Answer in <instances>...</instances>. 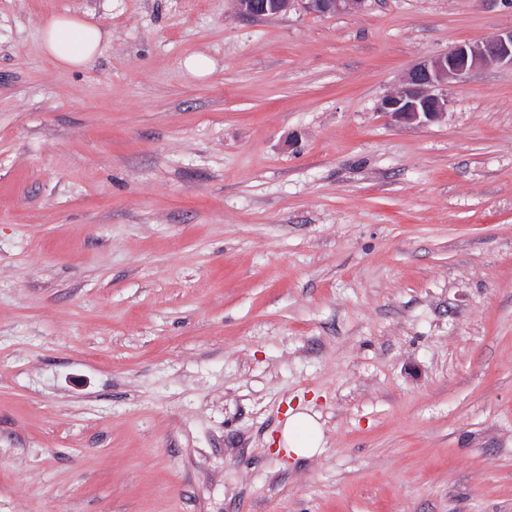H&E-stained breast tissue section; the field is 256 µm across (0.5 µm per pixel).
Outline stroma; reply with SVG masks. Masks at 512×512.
Segmentation results:
<instances>
[{
  "instance_id": "35a3bbf8",
  "label": "stroma",
  "mask_w": 512,
  "mask_h": 512,
  "mask_svg": "<svg viewBox=\"0 0 512 512\" xmlns=\"http://www.w3.org/2000/svg\"><path fill=\"white\" fill-rule=\"evenodd\" d=\"M67 12L109 37L83 70L39 49ZM510 27L0 0V512H512V67L380 110ZM512 67V27L477 44H461L413 66L401 83L385 95L380 110L405 123L430 122L448 107V82L478 68ZM283 448L296 457H309L322 446V429L318 415L302 410H290L281 429Z\"/></svg>"
}]
</instances>
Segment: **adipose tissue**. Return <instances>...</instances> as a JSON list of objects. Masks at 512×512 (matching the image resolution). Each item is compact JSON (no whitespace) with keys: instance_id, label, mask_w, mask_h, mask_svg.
Masks as SVG:
<instances>
[{"instance_id":"ef3b65f1","label":"adipose tissue","mask_w":512,"mask_h":512,"mask_svg":"<svg viewBox=\"0 0 512 512\" xmlns=\"http://www.w3.org/2000/svg\"><path fill=\"white\" fill-rule=\"evenodd\" d=\"M107 46L103 31L74 14H56L44 21L40 33L43 56L57 67L80 70L102 56ZM284 448L298 457H309L322 446V429L316 414L289 411L281 429Z\"/></svg>"}]
</instances>
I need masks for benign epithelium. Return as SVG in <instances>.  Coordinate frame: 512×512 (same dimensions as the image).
<instances>
[{"label":"benign epithelium","mask_w":512,"mask_h":512,"mask_svg":"<svg viewBox=\"0 0 512 512\" xmlns=\"http://www.w3.org/2000/svg\"><path fill=\"white\" fill-rule=\"evenodd\" d=\"M238 12L250 18H267L288 12L294 5L305 11L335 15L354 9L365 0H234ZM512 66V28L477 44H461L413 66L401 83L385 95L380 110L405 123L430 122L448 107L444 90L448 82L478 68Z\"/></svg>","instance_id":"obj_1"}]
</instances>
